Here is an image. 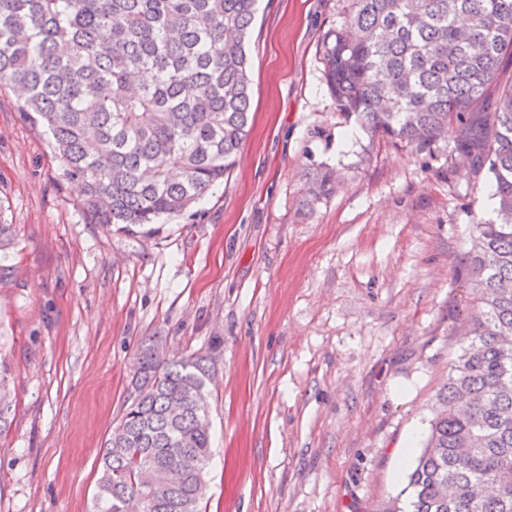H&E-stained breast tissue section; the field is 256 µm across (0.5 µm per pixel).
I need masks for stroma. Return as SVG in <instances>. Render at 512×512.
I'll use <instances>...</instances> for the list:
<instances>
[{
    "instance_id": "1",
    "label": "stroma",
    "mask_w": 512,
    "mask_h": 512,
    "mask_svg": "<svg viewBox=\"0 0 512 512\" xmlns=\"http://www.w3.org/2000/svg\"><path fill=\"white\" fill-rule=\"evenodd\" d=\"M346 0H258L237 166L149 235L91 223L48 138L0 93V512H92L141 341L224 339L201 512H382L407 484L473 312L489 192L451 143L392 144L340 114L319 48ZM336 175L305 214L307 175Z\"/></svg>"
}]
</instances>
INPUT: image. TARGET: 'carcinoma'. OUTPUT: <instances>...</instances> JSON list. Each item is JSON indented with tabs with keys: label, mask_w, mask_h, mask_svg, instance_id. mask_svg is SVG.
<instances>
[{
	"label": "carcinoma",
	"mask_w": 512,
	"mask_h": 512,
	"mask_svg": "<svg viewBox=\"0 0 512 512\" xmlns=\"http://www.w3.org/2000/svg\"><path fill=\"white\" fill-rule=\"evenodd\" d=\"M258 0H0V92L48 135L91 223L150 233L235 167ZM340 111L424 149L451 137L499 222L476 225L468 344L408 475V512H512V0H350L322 41ZM312 174L310 202L333 193ZM141 342L95 512H200L216 353Z\"/></svg>",
	"instance_id": "carcinoma-1"
}]
</instances>
